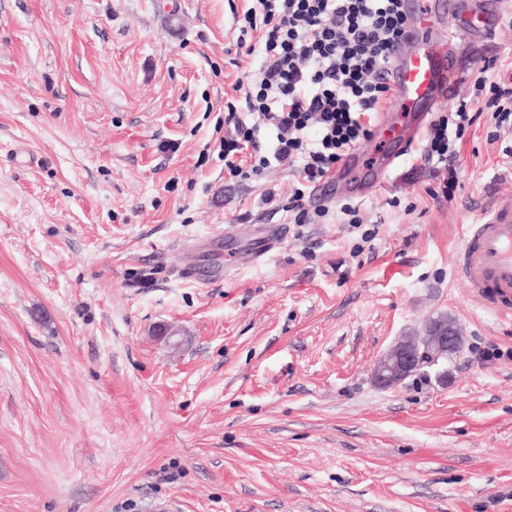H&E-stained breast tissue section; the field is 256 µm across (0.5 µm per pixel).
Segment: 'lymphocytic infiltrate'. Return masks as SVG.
Masks as SVG:
<instances>
[{"mask_svg":"<svg viewBox=\"0 0 512 512\" xmlns=\"http://www.w3.org/2000/svg\"><path fill=\"white\" fill-rule=\"evenodd\" d=\"M407 24L401 0H254L236 20L239 44L261 57L260 76L245 93L258 124L228 105L225 124L234 136L220 141L218 157L229 177L260 174L271 164L294 167L298 180L288 221L313 224L327 209H312L315 186L335 172L352 150L372 136V124L391 91L385 74ZM477 92L496 129L512 128V86L478 68ZM479 118L467 103L438 112L427 130L424 157L447 165L455 143ZM275 138L268 154H256L258 127Z\"/></svg>","mask_w":512,"mask_h":512,"instance_id":"f902f5d3","label":"lymphocytic infiltrate"}]
</instances>
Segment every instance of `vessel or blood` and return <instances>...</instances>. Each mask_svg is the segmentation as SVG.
<instances>
[{
  "mask_svg": "<svg viewBox=\"0 0 512 512\" xmlns=\"http://www.w3.org/2000/svg\"><path fill=\"white\" fill-rule=\"evenodd\" d=\"M408 25L396 46L387 81L395 92L394 106L413 113V124L398 127L387 113H378L374 137L401 156L416 141L434 108L453 92L455 64L452 39L442 31L445 17L461 12L459 0H404ZM357 158L349 153L336 172L321 183L317 195L329 199L345 181ZM454 274L467 291L482 297L486 307L512 319V197L493 194L475 223L466 225L456 248Z\"/></svg>",
  "mask_w": 512,
  "mask_h": 512,
  "instance_id": "obj_1",
  "label": "vessel or blood"
}]
</instances>
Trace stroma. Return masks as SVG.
<instances>
[{
    "label": "stroma",
    "instance_id": "obj_1",
    "mask_svg": "<svg viewBox=\"0 0 512 512\" xmlns=\"http://www.w3.org/2000/svg\"><path fill=\"white\" fill-rule=\"evenodd\" d=\"M247 4L0 0V512H512V321L452 273L475 199L512 196V134L465 133L453 200L417 145L289 223L294 169L218 158L259 76ZM456 57L453 99L481 108L476 70L512 77V0ZM440 316L447 382L377 387Z\"/></svg>",
    "mask_w": 512,
    "mask_h": 512
}]
</instances>
